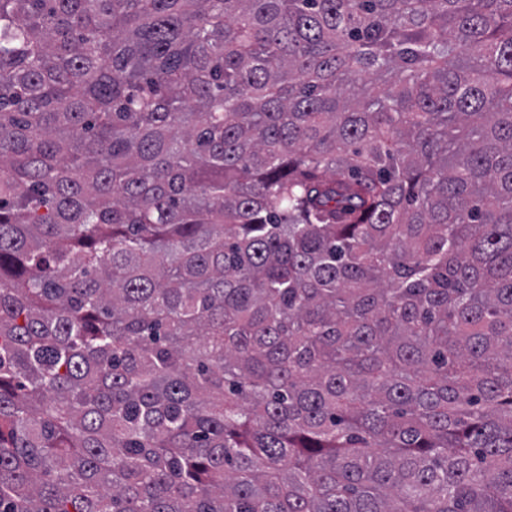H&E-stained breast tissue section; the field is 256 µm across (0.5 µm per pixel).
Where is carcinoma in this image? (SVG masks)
I'll return each mask as SVG.
<instances>
[{
    "label": "carcinoma",
    "instance_id": "1",
    "mask_svg": "<svg viewBox=\"0 0 512 512\" xmlns=\"http://www.w3.org/2000/svg\"><path fill=\"white\" fill-rule=\"evenodd\" d=\"M0 512H512V0H0Z\"/></svg>",
    "mask_w": 512,
    "mask_h": 512
}]
</instances>
